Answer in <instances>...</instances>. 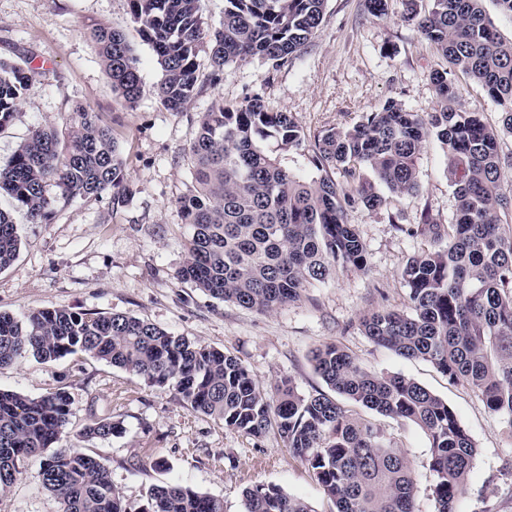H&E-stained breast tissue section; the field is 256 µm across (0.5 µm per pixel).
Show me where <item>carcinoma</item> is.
I'll use <instances>...</instances> for the list:
<instances>
[{
    "label": "carcinoma",
    "mask_w": 512,
    "mask_h": 512,
    "mask_svg": "<svg viewBox=\"0 0 512 512\" xmlns=\"http://www.w3.org/2000/svg\"><path fill=\"white\" fill-rule=\"evenodd\" d=\"M203 2L128 0L162 72L157 97L173 112L188 110L197 98L201 51H209L215 83L230 62L296 56L319 29L327 0H224V17L214 28L205 26ZM431 2L417 25L448 62L431 72L437 112L422 117L390 99L349 127L320 132L311 145L288 113L268 109L259 98L235 109L219 98L201 113L190 147L193 189L178 201L190 228L179 277L214 299L267 313L340 268H365L366 249L347 212L383 206L378 183L391 194L414 192L417 156L434 137L455 177L454 222L442 230L426 216L417 227L432 234L437 247L412 257L401 272L410 311H373L360 326L396 355L431 363L449 384L475 388L490 412L512 424V225L501 218L512 202L501 192L499 132L462 103L455 82L460 72L480 86L512 132V41L489 24L483 0ZM90 38L113 92L135 107L142 89L126 35L100 26ZM31 62L0 59V130L36 81ZM75 114L67 136L38 128L0 167V193L33 223L51 221L53 201L45 194L51 181L70 199L106 193L114 202L124 199L110 130L82 105ZM19 244L11 214L0 209V270ZM78 352L172 389L191 410L227 428L254 438L276 432L311 469L336 512H415L416 483L401 448L377 423L322 392L306 396L285 378L269 395L237 357L132 316L53 308L22 322L0 313V367L28 355L49 363ZM312 362L335 393L406 419L427 435L434 512H456L476 448L454 409L411 378L365 371L333 343L315 350ZM69 414L63 391L38 398L0 391V496L22 463L39 457L42 485L60 512H224L223 499L180 483L152 486L131 509L102 461L75 448L47 453ZM122 430L108 417L93 421L85 434L108 438ZM244 512L315 510L268 484L244 492Z\"/></svg>",
    "instance_id": "carcinoma-1"
}]
</instances>
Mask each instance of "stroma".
<instances>
[{
    "mask_svg": "<svg viewBox=\"0 0 512 512\" xmlns=\"http://www.w3.org/2000/svg\"><path fill=\"white\" fill-rule=\"evenodd\" d=\"M431 6V0H415L410 7L387 0L385 15L375 18L365 0H327L323 21L300 54L277 66L258 56L229 63L217 84L208 79L210 65H203L194 105L172 112L155 95L162 73L131 20L127 0H0V58L13 61L31 51L32 66L42 73L0 131V165L36 127L68 128L80 104L111 130L126 188L117 205L108 194L68 200L48 183L46 194L54 202L48 224L29 223L9 196L0 195V209L11 212L20 237L17 258L0 271V313L18 320L47 308L133 316L239 358L266 392L285 377L302 394L326 391L311 353L336 344L367 371L412 378L454 408L477 448L457 512H512V427L488 411L476 390L449 384L429 362L397 356L359 326L368 312L407 310L400 273L409 258L433 246L430 239L399 231L391 217L416 224L426 214L444 226L454 219V177L439 141L430 140L417 160L416 192L389 195L376 209L349 211L348 221L366 248L365 270H340L269 313L211 298L178 275L189 230L177 201L192 186L189 148L211 101L220 97L241 105L261 98L311 136L353 124L389 99L428 115L437 106L430 73L442 60L407 11L424 13ZM100 26L124 30L139 60L142 94L136 108H126L112 91L89 38ZM457 85L466 105L501 131L502 191L512 199V133L501 128V109L470 80L458 78ZM58 389L66 392L70 409L60 447L99 457L130 506H138L151 486L178 482L223 498L225 512H244L245 490L261 484L282 487L314 512L333 510L306 465L278 436L257 439L229 429L188 409L173 390L149 385L125 369L83 353L52 363L29 356L0 367L2 391L36 398ZM358 413L377 418L363 407ZM95 416L122 422L123 433L105 440L82 437ZM380 421L414 472L416 512H433L435 478L426 435L406 420ZM159 460L164 469H156ZM0 512H59L42 487L39 459L23 464L0 498Z\"/></svg>",
    "mask_w": 512,
    "mask_h": 512,
    "instance_id": "35a3bbf8",
    "label": "stroma"
}]
</instances>
